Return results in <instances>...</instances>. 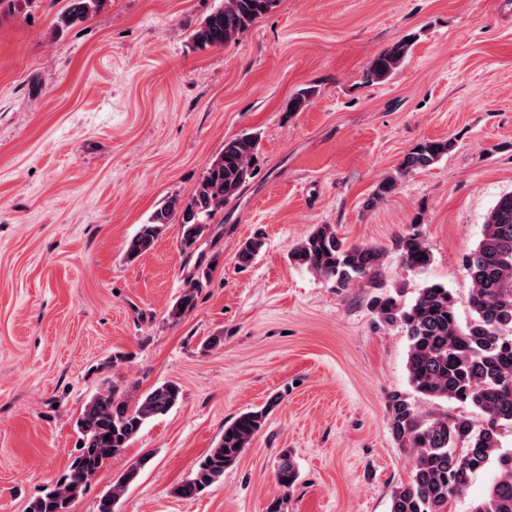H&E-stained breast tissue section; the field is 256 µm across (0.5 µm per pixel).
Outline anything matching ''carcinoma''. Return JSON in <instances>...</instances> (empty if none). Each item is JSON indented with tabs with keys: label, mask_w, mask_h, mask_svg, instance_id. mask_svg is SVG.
Returning a JSON list of instances; mask_svg holds the SVG:
<instances>
[{
	"label": "carcinoma",
	"mask_w": 512,
	"mask_h": 512,
	"mask_svg": "<svg viewBox=\"0 0 512 512\" xmlns=\"http://www.w3.org/2000/svg\"><path fill=\"white\" fill-rule=\"evenodd\" d=\"M107 0H69L57 18L61 28L84 24L104 8ZM271 0H222L192 33L196 48L223 47L248 29L270 5ZM412 42L404 39L391 49L373 56L365 79L381 83L396 74L411 54ZM315 89L304 88L289 102L288 111L301 112ZM261 135L245 133L224 141V148L211 161L206 174L188 200L169 198L141 225L127 248L136 259L149 251L166 225L182 226L184 240L200 237L224 204L236 198L250 176L260 149ZM450 139L423 140L406 153L393 173L373 187L366 206L372 207L398 190L405 177L438 163L452 150ZM263 241L251 238L239 249L238 260L250 264L260 253ZM401 261L425 270L432 254L422 236L409 231L396 243ZM387 250L377 245H349L334 227L321 224L290 252V261L312 274L331 280L339 289L359 285L378 288ZM471 283V321L461 324L456 315V297L440 284L419 290L410 304L402 301V290L373 298L381 323L400 324L408 338L406 370L413 391L433 401H454L478 410L485 423L467 416H425L408 398L389 397V429L400 448L416 455L411 481L391 495L390 512H449V505L468 490L474 475L488 467L495 478L486 497L470 506L469 512H512V449L502 447L498 425L512 424V194L500 198L482 225L481 238L464 254ZM203 283L187 282V289L169 311L175 321L193 308ZM181 387L164 382L141 395L134 406L109 387L96 394L84 407L75 426L80 435L78 455L66 474L47 492L30 501L27 512H70L71 503L82 494L91 478L121 454L144 424L168 413L179 402ZM272 406L244 412L224 425V434L198 460L191 474L175 489L182 498H194L224 478L244 449L265 427ZM147 464L143 459L121 474L103 495L97 512H114V503L136 480ZM277 480L284 488L298 478L290 452L280 454Z\"/></svg>",
	"instance_id": "obj_1"
}]
</instances>
